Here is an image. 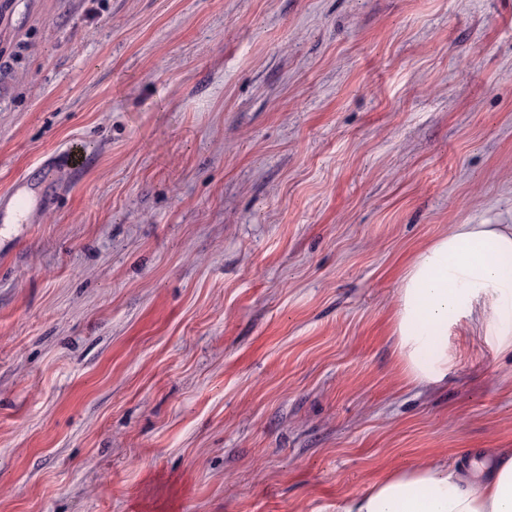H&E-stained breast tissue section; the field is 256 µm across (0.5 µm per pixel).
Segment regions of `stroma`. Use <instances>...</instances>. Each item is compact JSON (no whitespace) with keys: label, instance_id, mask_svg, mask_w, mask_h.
<instances>
[{"label":"stroma","instance_id":"35a3bbf8","mask_svg":"<svg viewBox=\"0 0 512 512\" xmlns=\"http://www.w3.org/2000/svg\"><path fill=\"white\" fill-rule=\"evenodd\" d=\"M0 512H336L512 448V352L398 356L407 263L512 224V0H0ZM79 162L77 152L72 149L48 156L14 179L0 196V224L33 223L39 210L45 208L52 199L55 171L73 168Z\"/></svg>","mask_w":512,"mask_h":512}]
</instances>
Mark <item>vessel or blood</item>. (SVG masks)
Returning <instances> with one entry per match:
<instances>
[{
	"instance_id": "1",
	"label": "vessel or blood",
	"mask_w": 512,
	"mask_h": 512,
	"mask_svg": "<svg viewBox=\"0 0 512 512\" xmlns=\"http://www.w3.org/2000/svg\"><path fill=\"white\" fill-rule=\"evenodd\" d=\"M79 162L77 152L72 150L54 154L14 179L7 191L0 194V224L34 221L39 210L45 208L53 196L55 171L76 166Z\"/></svg>"
}]
</instances>
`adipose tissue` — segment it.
<instances>
[{
	"label": "adipose tissue",
	"instance_id": "1",
	"mask_svg": "<svg viewBox=\"0 0 512 512\" xmlns=\"http://www.w3.org/2000/svg\"><path fill=\"white\" fill-rule=\"evenodd\" d=\"M512 349V224H457L408 264L395 334L405 371L421 384L448 373L443 336L462 313ZM337 512H512V450L459 465L397 468Z\"/></svg>",
	"mask_w": 512,
	"mask_h": 512
}]
</instances>
